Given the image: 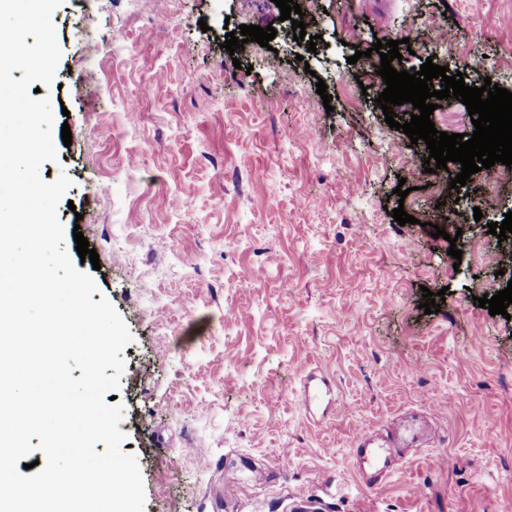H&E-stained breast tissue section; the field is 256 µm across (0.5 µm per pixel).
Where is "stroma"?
Returning a JSON list of instances; mask_svg holds the SVG:
<instances>
[{"instance_id": "stroma-1", "label": "stroma", "mask_w": 512, "mask_h": 512, "mask_svg": "<svg viewBox=\"0 0 512 512\" xmlns=\"http://www.w3.org/2000/svg\"><path fill=\"white\" fill-rule=\"evenodd\" d=\"M297 2L312 53L274 0H64L52 16L57 159L41 170L70 179L65 248L133 336L115 396L144 512H512V305L477 302L512 283V240L488 232L512 178L478 172L459 193L451 163L428 183L372 59L347 62L423 23L456 33L435 64L512 91V0ZM243 24L277 35L235 61L223 44ZM320 80L331 110L293 111ZM304 371L330 381L328 413L301 409ZM402 419L431 436L374 477L356 436Z\"/></svg>"}]
</instances>
